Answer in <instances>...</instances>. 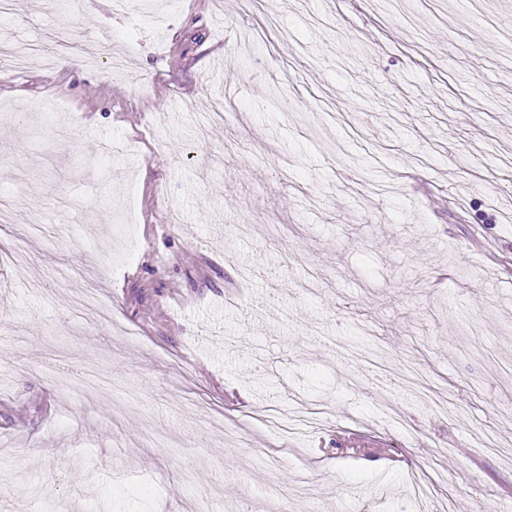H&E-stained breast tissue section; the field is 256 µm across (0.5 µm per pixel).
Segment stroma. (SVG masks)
<instances>
[{"mask_svg": "<svg viewBox=\"0 0 512 512\" xmlns=\"http://www.w3.org/2000/svg\"><path fill=\"white\" fill-rule=\"evenodd\" d=\"M4 22L0 512H512V0ZM39 49L34 44H23L13 36L0 32V58L8 59L13 64L19 65L27 57L36 55Z\"/></svg>", "mask_w": 512, "mask_h": 512, "instance_id": "stroma-1", "label": "stroma"}]
</instances>
